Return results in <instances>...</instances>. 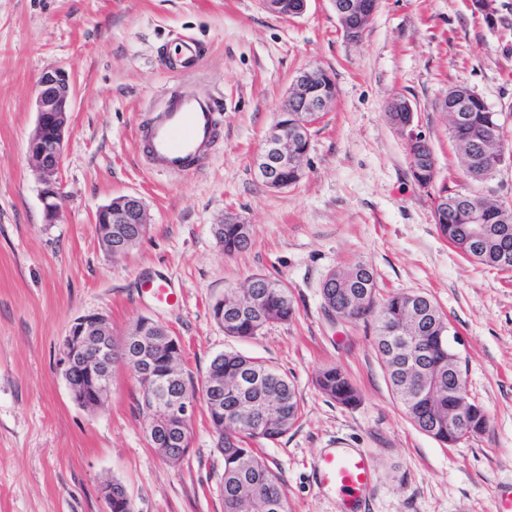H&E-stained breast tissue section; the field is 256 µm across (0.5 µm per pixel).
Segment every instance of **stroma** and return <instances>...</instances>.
I'll return each instance as SVG.
<instances>
[{"mask_svg":"<svg viewBox=\"0 0 512 512\" xmlns=\"http://www.w3.org/2000/svg\"><path fill=\"white\" fill-rule=\"evenodd\" d=\"M494 14L475 0H379L359 40L345 39L330 0L297 17L262 0H0V512H107L102 486L119 481L135 512H224V458L205 407L189 420L186 455L161 459L138 411L141 384L115 368L102 406L76 405L58 359L71 321L101 312L124 336L142 318L169 328L187 382L202 386L212 358L256 357L294 384L296 424L261 443L288 512H336L312 478L321 449L364 448L375 478L365 512H495L512 484V272L472 264L433 222L437 189L474 191L512 206V159L488 178L462 173L439 102L465 86L500 116L512 143V0ZM205 46L199 77L221 95L224 135L206 169L151 171L135 147L143 115L180 79L162 64L171 32ZM316 63L336 97L313 129L303 179L273 190L254 159L296 73ZM65 70L75 85L65 141L58 223L43 219L40 181L26 146L36 86ZM408 99L432 146L435 185L414 180L405 132L389 124L391 97ZM141 197L148 229L129 252L102 249L97 209ZM254 229L246 251L224 256L214 235L225 212ZM362 261L387 292L427 293L446 314L468 398L488 429L446 447L404 415L371 329L337 321L321 285ZM282 280L295 318L247 341L227 337L212 304L251 277ZM167 280L179 297L156 304L141 280ZM341 367L357 407L322 394L315 379Z\"/></svg>","mask_w":512,"mask_h":512,"instance_id":"35a3bbf8","label":"stroma"}]
</instances>
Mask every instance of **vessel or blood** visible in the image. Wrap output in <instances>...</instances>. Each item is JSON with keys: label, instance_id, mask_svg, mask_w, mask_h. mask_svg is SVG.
I'll return each instance as SVG.
<instances>
[{"label": "vessel or blood", "instance_id": "vessel-or-blood-1", "mask_svg": "<svg viewBox=\"0 0 512 512\" xmlns=\"http://www.w3.org/2000/svg\"><path fill=\"white\" fill-rule=\"evenodd\" d=\"M201 54V44L182 37L171 65L176 72L192 74ZM223 129L214 96L190 86L171 92L161 108L148 114L138 127V148L153 171L186 176L201 171ZM141 288L158 304L170 306L176 301L165 280L149 279ZM313 469L317 487L335 500L337 512H362L374 480L373 461L365 449H324Z\"/></svg>", "mask_w": 512, "mask_h": 512}]
</instances>
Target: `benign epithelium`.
Wrapping results in <instances>:
<instances>
[{
    "label": "benign epithelium",
    "instance_id": "benign-epithelium-1",
    "mask_svg": "<svg viewBox=\"0 0 512 512\" xmlns=\"http://www.w3.org/2000/svg\"><path fill=\"white\" fill-rule=\"evenodd\" d=\"M333 7L345 37L356 41L361 33V23L372 19L378 4L368 8L357 0H336ZM319 78V67L315 65L296 73L286 100L302 103L300 120L291 124L284 121L271 128L264 138L255 159V167L261 183L270 189L288 187V184L269 177L270 172L274 169L286 170L288 166L300 163L306 156V151L300 147V143L305 140V132L311 131L331 108L327 100L308 98L310 87ZM73 98L74 85L66 71L54 69L40 76L36 98L37 121L28 140L27 153L39 172L46 224L56 223L64 198L59 171L65 139L70 132ZM146 223L145 205L135 195H123L98 208L94 218L98 237L106 251L113 256L121 255L129 248L132 238L129 237L127 225ZM144 336H165L169 344L181 347L178 338L171 335L164 325L149 318L138 320L126 336L118 341L112 336V324L108 316L93 312L76 317L64 338L59 358V366L72 400L88 410L100 406L112 380V375L106 370L109 360L105 355L112 354L114 343L123 346L127 363L139 372H144L147 360L137 348ZM456 361L458 365L453 368L455 378L448 385V393L464 401L467 392L459 365L461 358H456ZM141 403L149 411L156 408L166 410L167 414L154 427L174 435L187 426L198 406V401L182 395L162 398L152 387L143 390Z\"/></svg>",
    "mask_w": 512,
    "mask_h": 512
}]
</instances>
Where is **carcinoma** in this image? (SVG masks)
<instances>
[{"label":"carcinoma","mask_w":512,"mask_h":512,"mask_svg":"<svg viewBox=\"0 0 512 512\" xmlns=\"http://www.w3.org/2000/svg\"><path fill=\"white\" fill-rule=\"evenodd\" d=\"M335 84L330 74L310 88L313 99L331 100ZM464 173L475 181L490 176L502 164L506 148L497 113L481 98L470 100L459 123H450ZM429 147L415 150L410 162L413 177L422 187L432 183L436 162ZM480 206L490 232L487 244L469 243V211ZM433 221L441 237L468 260L493 269L512 271V207L492 202L468 192L448 194V202L433 208ZM224 254L232 256L253 244L249 224H224L216 232ZM324 305L350 323L372 326L378 352L387 366L388 381L411 422L428 429L435 440L453 445L466 438L463 426L481 434L488 427L484 409L474 403L465 411L466 424L448 423V412L456 401L448 395V322L435 302L424 292L399 293L379 298L376 273L358 261L336 274H328L322 284ZM419 302L425 314L416 325L408 322V305ZM296 313L295 302L285 283L265 276L254 278L249 287L224 295V334L239 339L252 338L267 325L288 323ZM150 384L167 391L195 394L181 369V353L165 346H153ZM224 382V391L211 395L207 411L212 425H224V512H288V501L278 475L250 447L252 441L274 442L295 425L300 402L294 385L265 363L236 351L213 358L206 380ZM319 389L345 407L360 401L358 390L346 375L332 366L317 379ZM157 452L169 462L182 457L184 445L173 435H147ZM112 512H133L124 486L112 481Z\"/></svg>","instance_id":"carcinoma-1"}]
</instances>
